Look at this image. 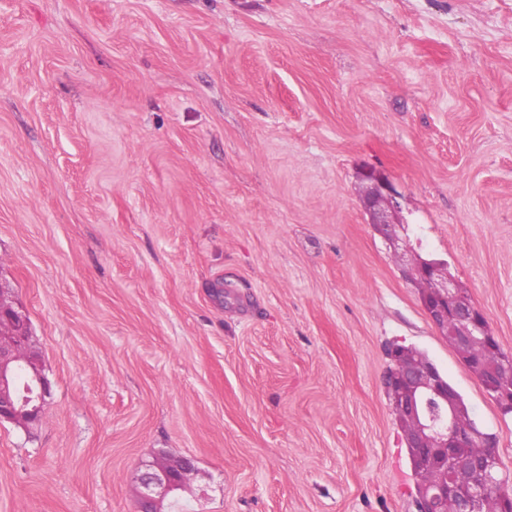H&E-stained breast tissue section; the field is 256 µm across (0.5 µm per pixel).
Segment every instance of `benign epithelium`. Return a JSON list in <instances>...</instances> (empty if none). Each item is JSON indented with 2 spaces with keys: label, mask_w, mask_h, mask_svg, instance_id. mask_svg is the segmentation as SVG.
<instances>
[{
  "label": "benign epithelium",
  "mask_w": 512,
  "mask_h": 512,
  "mask_svg": "<svg viewBox=\"0 0 512 512\" xmlns=\"http://www.w3.org/2000/svg\"><path fill=\"white\" fill-rule=\"evenodd\" d=\"M366 183L362 197L369 223L394 243V227L401 224L395 189L388 177L374 169L360 173ZM405 280H430L432 292L421 299L428 319L443 336H453L457 344L469 343L476 336L491 338L482 309L458 288L448 265L436 259L411 257L401 269ZM11 289L0 286V323L11 325L13 342H0V423L9 422L25 431L40 423L51 397V386L39 358L22 356L32 337L30 321L23 310L10 300ZM489 350V375L495 376L501 365H512V356L503 355L499 345ZM390 358L394 368L387 379L398 388L396 411L412 425L406 433L412 470L424 475L430 470L441 473L435 482L421 481L414 500L416 512H443L446 500L454 498L459 512H480L488 485L497 482L498 458L494 454L475 455L466 449L479 444L493 448L497 436L475 424L460 420L458 392L442 377L429 359L418 358L410 347H393ZM190 458L160 457L145 465L139 478L135 512H163L164 502L176 491L187 489L186 475L193 470Z\"/></svg>",
  "instance_id": "1"
}]
</instances>
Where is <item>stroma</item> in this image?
Returning <instances> with one entry per match:
<instances>
[{
    "instance_id": "obj_1",
    "label": "stroma",
    "mask_w": 512,
    "mask_h": 512,
    "mask_svg": "<svg viewBox=\"0 0 512 512\" xmlns=\"http://www.w3.org/2000/svg\"><path fill=\"white\" fill-rule=\"evenodd\" d=\"M410 254L512 353V0H0V284L52 390L0 424V512H134L162 454L188 512H415L394 343L512 479ZM360 178L366 183L362 203L370 224L390 244L395 245L394 227L404 223L397 215L398 206L392 183L384 173L374 168H365L360 173Z\"/></svg>"
}]
</instances>
